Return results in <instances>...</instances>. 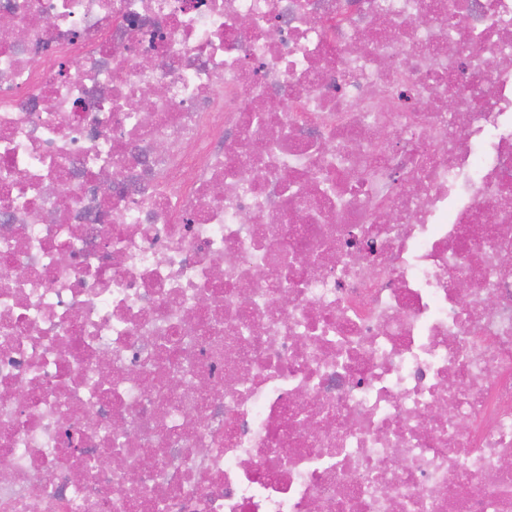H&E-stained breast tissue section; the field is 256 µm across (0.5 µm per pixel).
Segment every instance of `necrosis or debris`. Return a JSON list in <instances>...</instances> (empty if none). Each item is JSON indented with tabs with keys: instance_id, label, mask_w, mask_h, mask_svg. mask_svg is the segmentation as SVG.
I'll return each instance as SVG.
<instances>
[{
	"instance_id": "obj_1",
	"label": "necrosis or debris",
	"mask_w": 512,
	"mask_h": 512,
	"mask_svg": "<svg viewBox=\"0 0 512 512\" xmlns=\"http://www.w3.org/2000/svg\"><path fill=\"white\" fill-rule=\"evenodd\" d=\"M0 17V512H512V0Z\"/></svg>"
}]
</instances>
